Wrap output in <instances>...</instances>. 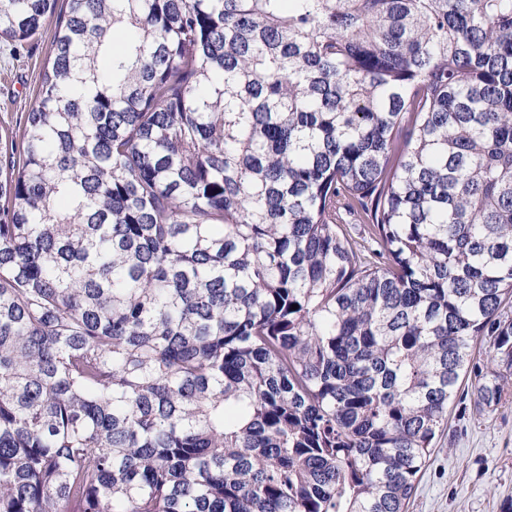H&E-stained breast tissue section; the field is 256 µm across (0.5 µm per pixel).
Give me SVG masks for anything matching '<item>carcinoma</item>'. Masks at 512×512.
Listing matches in <instances>:
<instances>
[{
	"mask_svg": "<svg viewBox=\"0 0 512 512\" xmlns=\"http://www.w3.org/2000/svg\"><path fill=\"white\" fill-rule=\"evenodd\" d=\"M58 2L0 0L54 23L0 512H405L463 379L512 392V0Z\"/></svg>",
	"mask_w": 512,
	"mask_h": 512,
	"instance_id": "carcinoma-1",
	"label": "carcinoma"
}]
</instances>
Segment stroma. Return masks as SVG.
Listing matches in <instances>:
<instances>
[{
	"label": "stroma",
	"mask_w": 512,
	"mask_h": 512,
	"mask_svg": "<svg viewBox=\"0 0 512 512\" xmlns=\"http://www.w3.org/2000/svg\"><path fill=\"white\" fill-rule=\"evenodd\" d=\"M53 33L46 24L18 51L0 41V130L29 112ZM439 445L407 512H505L512 504V403L488 416L453 410Z\"/></svg>",
	"instance_id": "1"
}]
</instances>
